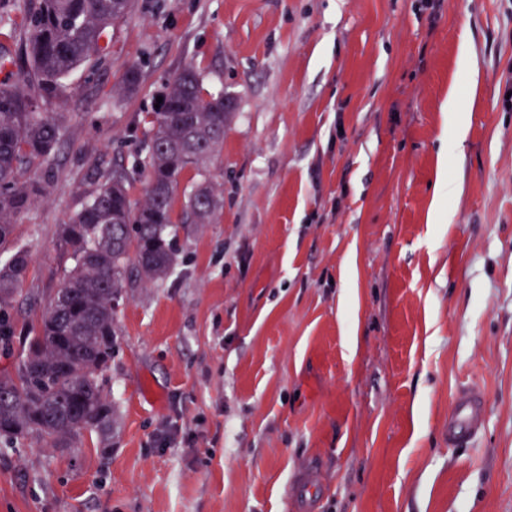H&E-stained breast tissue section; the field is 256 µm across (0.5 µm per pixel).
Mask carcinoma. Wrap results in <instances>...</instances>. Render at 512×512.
<instances>
[{"instance_id": "1", "label": "carcinoma", "mask_w": 512, "mask_h": 512, "mask_svg": "<svg viewBox=\"0 0 512 512\" xmlns=\"http://www.w3.org/2000/svg\"><path fill=\"white\" fill-rule=\"evenodd\" d=\"M133 0H6L28 67L0 54V247L12 244L17 218L44 191L25 177L50 164L66 117L40 112L58 97L63 79L103 51L101 41ZM230 98L204 91L189 64L168 84L163 103L146 113L148 156L136 163L145 184L141 201L130 199L128 179L105 178L99 190L61 225L59 243L71 267L28 336L14 369L0 373V439L29 436L73 448L84 432L107 439L118 414L104 391V372L115 349L116 306L126 288L167 279L175 264L170 229L183 174L202 169L224 143ZM222 207L207 181L193 185L182 224H210ZM28 273V255L16 248L0 265V337Z\"/></svg>"}]
</instances>
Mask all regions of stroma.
I'll return each instance as SVG.
<instances>
[{"label":"stroma","instance_id":"35a3bbf8","mask_svg":"<svg viewBox=\"0 0 512 512\" xmlns=\"http://www.w3.org/2000/svg\"><path fill=\"white\" fill-rule=\"evenodd\" d=\"M104 46L50 106L71 119L15 226L31 262L0 373L69 264L61 224L144 158L189 64L236 108L174 206L203 179L223 205L119 301L111 441L0 440V512H512V0H134ZM469 389L488 412L452 445ZM448 119L452 127L451 138L456 147H461L466 135L467 115L456 95L448 97ZM485 413L486 401L481 392L473 390L458 394L448 415L449 444L476 435L482 429Z\"/></svg>","mask_w":512,"mask_h":512}]
</instances>
